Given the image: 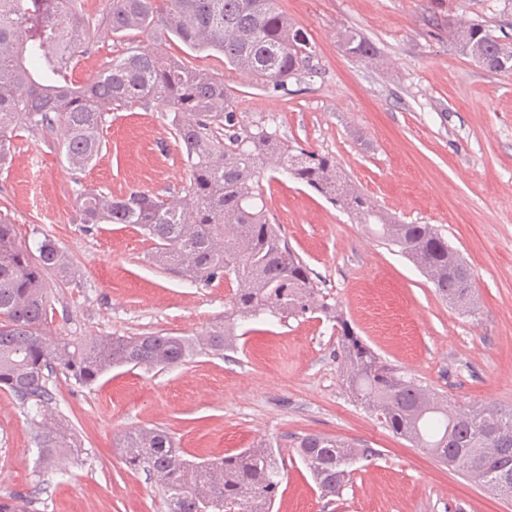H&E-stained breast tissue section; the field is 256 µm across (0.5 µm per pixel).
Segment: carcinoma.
<instances>
[{"label":"carcinoma","mask_w":512,"mask_h":512,"mask_svg":"<svg viewBox=\"0 0 512 512\" xmlns=\"http://www.w3.org/2000/svg\"><path fill=\"white\" fill-rule=\"evenodd\" d=\"M165 33L195 51H215L275 92L318 68L304 30L278 0H168ZM157 0H111L105 24L118 34L156 23ZM454 49L490 72L512 71V41L463 13L444 20ZM92 41L75 0H0V168L22 126L60 132L68 164L82 170L103 150L106 116L157 101L185 149L190 184L183 196L88 192L78 201L84 224H136L154 245L153 259L206 285L232 284L230 312L201 336L163 334L72 339L47 332L48 275L67 272V256L46 235L31 249L0 219V390L40 420L39 462L49 467L75 447L48 407L47 377L60 371L90 386L115 367H177L201 352L224 355L237 321L320 312L340 328L342 384L392 434L497 495L512 500V409L459 408L382 361L321 295L312 272L265 213L259 184L268 167L313 188L359 224L399 248L450 304L473 305V275L430 224H403L345 182L334 157L292 153L277 133L241 127L224 81L189 69L157 47L137 48L87 83L69 79L80 49ZM340 52L374 63L378 50L361 32L338 35ZM126 466L144 471L167 494L170 512H270L282 475L275 450L261 443L211 462L185 458L161 429H136L119 442ZM294 450L324 497L338 496L373 449L322 434L299 437Z\"/></svg>","instance_id":"obj_1"}]
</instances>
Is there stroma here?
<instances>
[{"instance_id":"obj_1","label":"stroma","mask_w":512,"mask_h":512,"mask_svg":"<svg viewBox=\"0 0 512 512\" xmlns=\"http://www.w3.org/2000/svg\"><path fill=\"white\" fill-rule=\"evenodd\" d=\"M96 25L74 62L86 82L113 59L152 43L190 68L223 80L242 127H265L293 152L333 156L343 175L404 224L435 225L467 261L474 304L442 300L396 248L312 188L265 171L267 215L287 237L354 331L385 361L452 404L512 408V74L460 55L433 26L462 9L512 35L504 0H280L307 34L316 77L272 92L225 63L155 31L112 34L109 0H80ZM347 27L380 51L367 65L337 48ZM100 157L71 169L56 134L17 130L0 170V216L21 242L51 236L69 261L50 276L49 328L59 336L202 335L229 308V283L205 285L159 266L132 224H81L87 191L184 194L185 150L165 106L135 104L108 116ZM224 355L200 354L161 371L116 368L91 386L50 375L49 408L77 453L35 465L38 425L0 390V499L30 498V512H169L144 472L118 446L129 430L159 428L188 457L211 459L272 444L285 477L272 512H512L488 491L393 435L354 402L339 379L338 331L325 316L245 322ZM318 433L376 449L357 464L336 500L322 498L294 453Z\"/></svg>"}]
</instances>
